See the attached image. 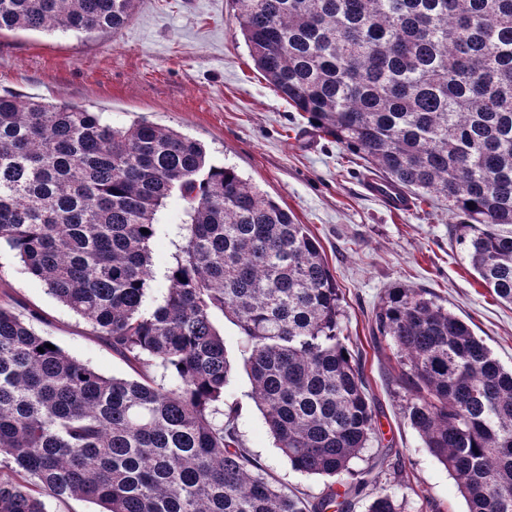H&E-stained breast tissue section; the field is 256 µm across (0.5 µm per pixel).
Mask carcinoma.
I'll list each match as a JSON object with an SVG mask.
<instances>
[{
    "label": "carcinoma",
    "instance_id": "1",
    "mask_svg": "<svg viewBox=\"0 0 512 512\" xmlns=\"http://www.w3.org/2000/svg\"><path fill=\"white\" fill-rule=\"evenodd\" d=\"M137 0H0V32H118ZM255 68L316 130L409 197L448 205L452 239L512 304V0H232ZM177 190L191 224L163 302L145 308L155 214ZM148 233H141V229ZM137 373L108 378L0 304V512L42 497L102 512H347L278 486L224 410L239 329L251 398L292 468L400 512L352 469L375 434L360 361L345 357L336 279L304 224L203 146L0 89V247ZM404 368L403 418L468 512H512V369L423 288L375 313ZM44 348V352L37 348ZM169 372L167 386L147 374Z\"/></svg>",
    "mask_w": 512,
    "mask_h": 512
}]
</instances>
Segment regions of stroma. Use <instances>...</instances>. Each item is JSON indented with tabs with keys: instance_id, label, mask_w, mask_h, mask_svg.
Masks as SVG:
<instances>
[{
	"instance_id": "1",
	"label": "stroma",
	"mask_w": 512,
	"mask_h": 512,
	"mask_svg": "<svg viewBox=\"0 0 512 512\" xmlns=\"http://www.w3.org/2000/svg\"><path fill=\"white\" fill-rule=\"evenodd\" d=\"M0 87L49 103L101 113L115 127L145 119L203 144L215 165L235 168L307 225L341 293L344 343L364 364L376 407V435L354 469L385 453L399 460L383 484L404 512H467L455 479L402 417L408 399L390 341L370 340L374 312L395 286L424 288L465 320L493 356L512 367V305L499 303L475 279L448 235V209L415 204L389 210L365 188L375 171L319 135L255 70L231 0H137L118 32L14 30L0 33ZM145 306L162 303L168 267L190 222L187 203L172 192L155 216ZM0 299L34 311L33 325L69 356L108 377L134 372L93 335L15 253L0 249ZM215 325L234 366L225 403L239 406L243 446L291 490L318 495L325 478L295 471L273 443L250 399L240 355L241 334L224 316Z\"/></svg>"
}]
</instances>
